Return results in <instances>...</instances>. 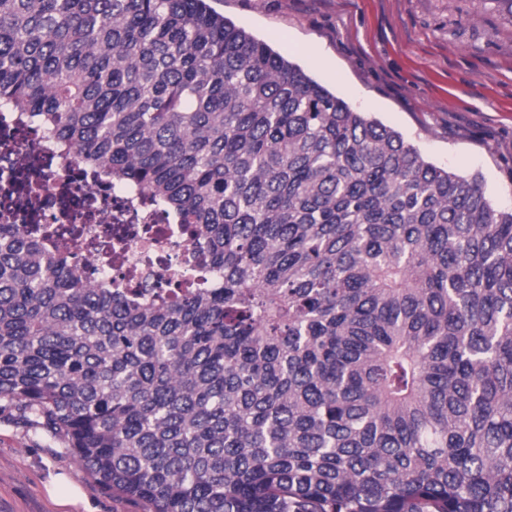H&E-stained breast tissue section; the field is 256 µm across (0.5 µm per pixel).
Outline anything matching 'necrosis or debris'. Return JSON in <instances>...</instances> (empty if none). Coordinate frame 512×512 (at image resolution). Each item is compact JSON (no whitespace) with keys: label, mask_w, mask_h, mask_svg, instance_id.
<instances>
[{"label":"necrosis or debris","mask_w":512,"mask_h":512,"mask_svg":"<svg viewBox=\"0 0 512 512\" xmlns=\"http://www.w3.org/2000/svg\"><path fill=\"white\" fill-rule=\"evenodd\" d=\"M19 113H0V224H69L89 216L79 236H55V249L74 255L85 278L130 288H159L184 272L210 280L198 259L200 242L168 215L140 205L128 191L100 181Z\"/></svg>","instance_id":"obj_1"}]
</instances>
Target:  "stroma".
Returning a JSON list of instances; mask_svg holds the SVG:
<instances>
[{
  "instance_id": "35a3bbf8",
  "label": "stroma",
  "mask_w": 512,
  "mask_h": 512,
  "mask_svg": "<svg viewBox=\"0 0 512 512\" xmlns=\"http://www.w3.org/2000/svg\"><path fill=\"white\" fill-rule=\"evenodd\" d=\"M428 161L512 210V11L501 0H210ZM62 474L80 512H153L112 492L40 419L0 401V512H51Z\"/></svg>"
}]
</instances>
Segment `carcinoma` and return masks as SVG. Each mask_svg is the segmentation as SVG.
<instances>
[{"label": "carcinoma", "mask_w": 512, "mask_h": 512, "mask_svg": "<svg viewBox=\"0 0 512 512\" xmlns=\"http://www.w3.org/2000/svg\"><path fill=\"white\" fill-rule=\"evenodd\" d=\"M0 107L218 287L0 224V399L154 512H512V211L206 0H0Z\"/></svg>", "instance_id": "carcinoma-1"}]
</instances>
